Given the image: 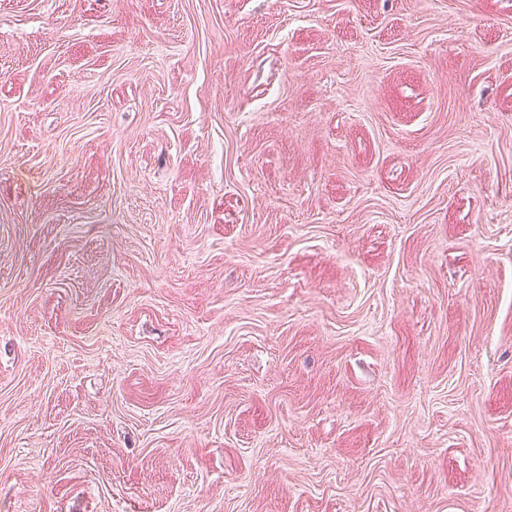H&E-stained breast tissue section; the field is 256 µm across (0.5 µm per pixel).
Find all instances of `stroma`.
<instances>
[{"label":"stroma","mask_w":512,"mask_h":512,"mask_svg":"<svg viewBox=\"0 0 512 512\" xmlns=\"http://www.w3.org/2000/svg\"><path fill=\"white\" fill-rule=\"evenodd\" d=\"M0 512H512V0H0Z\"/></svg>","instance_id":"obj_1"}]
</instances>
